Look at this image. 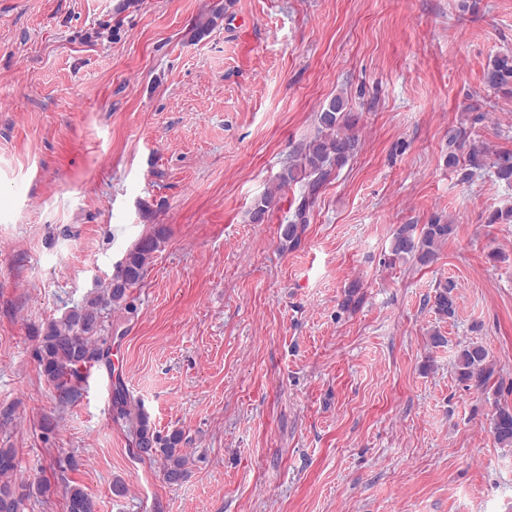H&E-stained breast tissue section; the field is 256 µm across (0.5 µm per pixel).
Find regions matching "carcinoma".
Wrapping results in <instances>:
<instances>
[{"mask_svg": "<svg viewBox=\"0 0 512 512\" xmlns=\"http://www.w3.org/2000/svg\"><path fill=\"white\" fill-rule=\"evenodd\" d=\"M486 83L494 90L512 94V55L495 57L486 73ZM317 135L300 151V163L290 164L279 175L275 191L293 182L306 180L304 191L295 209L294 220L286 225L283 238L289 245L298 244L300 235L309 224L319 189L330 182L333 170L341 167L355 153L358 140L347 130L356 124V117L345 111L342 97L330 100L319 114ZM494 169L496 178L512 187V153L500 152L490 156L484 147L470 145L462 168L463 178L485 167ZM274 191L266 193L250 211L251 222L260 223L274 202ZM455 225L435 217L427 224H401L391 243V262L412 259L424 266L431 263L442 245L454 234ZM165 238V229L159 228L139 239L115 266L107 284L93 297L48 322L37 336L36 358L41 374L47 382L61 390L63 398L74 396L73 381L80 379V369H91L108 357L109 346L105 331V318L112 310L127 306L129 291L140 285L153 262L154 254ZM452 281L437 286L434 306L439 315L455 314ZM455 370L459 380L484 389L494 373L487 350L472 343L457 355ZM114 409L117 417L136 419L135 446L142 458H159L163 463V479L176 484L188 475V459L180 445L183 435L175 430L161 435L150 424L148 417L139 412L132 414L127 408V397L122 391L115 393ZM492 432L498 444L512 447V408L496 407L491 420ZM18 453L10 447L0 448V512H23L25 502L33 490L40 493L48 487H37L17 481ZM66 512H95V503L77 486H65Z\"/></svg>", "mask_w": 512, "mask_h": 512, "instance_id": "carcinoma-1", "label": "carcinoma"}]
</instances>
